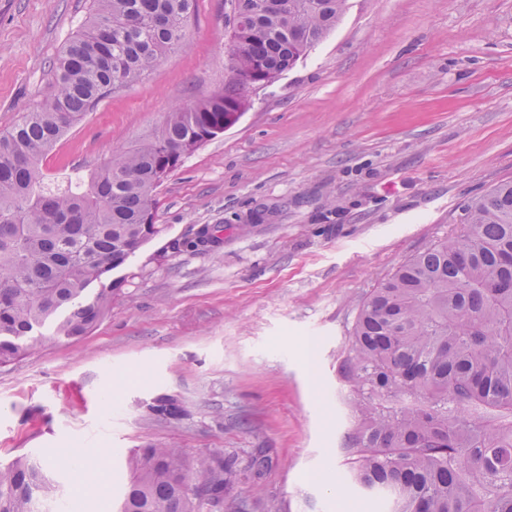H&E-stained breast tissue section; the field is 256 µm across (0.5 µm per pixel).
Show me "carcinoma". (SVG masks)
<instances>
[{
  "label": "carcinoma",
  "mask_w": 512,
  "mask_h": 512,
  "mask_svg": "<svg viewBox=\"0 0 512 512\" xmlns=\"http://www.w3.org/2000/svg\"><path fill=\"white\" fill-rule=\"evenodd\" d=\"M197 0H92L56 62L55 92L0 133V366L41 347L54 321L84 337L112 305V271L164 232L157 190L249 106L252 85L292 69L340 21L346 0H235L224 89L167 115L142 144L84 179L50 187L43 159L115 91L186 46ZM98 283L95 296L82 298ZM345 374L361 422L342 451L354 485L391 512H512V181L463 208L460 229L402 263L359 308ZM407 395L398 408L385 402ZM118 512H214L228 467L154 445L128 457ZM46 467L0 465V512H42Z\"/></svg>",
  "instance_id": "carcinoma-1"
}]
</instances>
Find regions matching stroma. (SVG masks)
Masks as SVG:
<instances>
[{"mask_svg": "<svg viewBox=\"0 0 512 512\" xmlns=\"http://www.w3.org/2000/svg\"><path fill=\"white\" fill-rule=\"evenodd\" d=\"M90 0H0V132L55 90ZM185 49L106 98L44 158L56 181L148 139L224 86V0H198ZM512 181V0H347L323 41L251 90L236 124L158 190L164 225L113 270L88 335L41 329L0 367V463L63 456L120 500L148 445L231 468L224 512H385L345 479L358 425L343 376L361 303L458 229L461 205ZM213 243L188 247L201 229ZM162 397L179 419L157 417ZM262 457L253 467V457Z\"/></svg>", "mask_w": 512, "mask_h": 512, "instance_id": "35a3bbf8", "label": "stroma"}]
</instances>
